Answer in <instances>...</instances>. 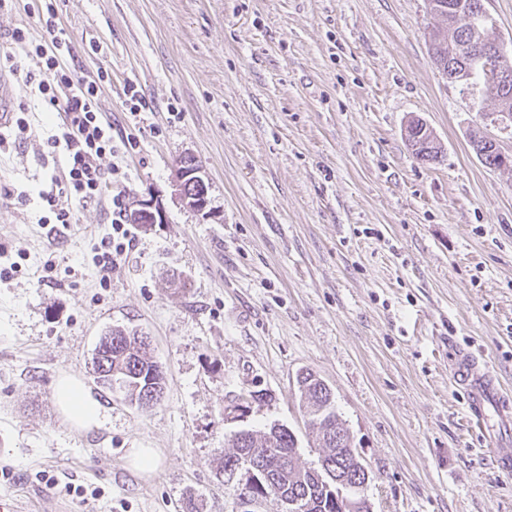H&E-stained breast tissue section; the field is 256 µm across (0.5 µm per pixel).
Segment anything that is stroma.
<instances>
[{"mask_svg":"<svg viewBox=\"0 0 512 512\" xmlns=\"http://www.w3.org/2000/svg\"><path fill=\"white\" fill-rule=\"evenodd\" d=\"M85 74L112 73L100 108L137 148L118 167L127 209L160 194L163 224L113 230L105 204L77 225L41 221L61 160L58 118L0 78L23 139L0 147V494L26 512H232L220 471L232 436H309L296 376L317 373L369 468L371 512H512V475L471 427L449 373V338L484 355L512 388V171L486 168L482 129L512 154L479 88L449 83L428 51L429 0H57ZM136 85L146 106L131 115ZM423 118L442 146L417 159L404 135ZM191 156L216 220L176 187ZM111 271L93 257L122 243ZM148 336L166 377L137 408L100 387L92 353L113 327ZM79 377L104 418L84 432L54 401ZM135 448L158 453L135 471ZM97 498L66 495V484Z\"/></svg>","mask_w":512,"mask_h":512,"instance_id":"1","label":"stroma"}]
</instances>
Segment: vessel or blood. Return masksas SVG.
Masks as SVG:
<instances>
[{"label": "vessel or blood", "mask_w": 512, "mask_h": 512, "mask_svg": "<svg viewBox=\"0 0 512 512\" xmlns=\"http://www.w3.org/2000/svg\"><path fill=\"white\" fill-rule=\"evenodd\" d=\"M453 379L465 395L470 419L476 428L486 429L491 416L506 418L502 385L480 354L466 347L459 348Z\"/></svg>", "instance_id": "1"}]
</instances>
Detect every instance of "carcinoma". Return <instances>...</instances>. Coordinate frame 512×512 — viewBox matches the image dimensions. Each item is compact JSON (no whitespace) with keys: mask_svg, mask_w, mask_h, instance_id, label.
Returning a JSON list of instances; mask_svg holds the SVG:
<instances>
[{"mask_svg":"<svg viewBox=\"0 0 512 512\" xmlns=\"http://www.w3.org/2000/svg\"><path fill=\"white\" fill-rule=\"evenodd\" d=\"M446 4L442 17L447 21L446 30L430 34L429 50L446 60L461 59L467 66L464 83L478 85L484 95L499 102L507 97L512 100V81L497 84L490 81L485 73V57L494 49L496 35L490 27L466 28L463 14L473 0H440ZM419 125L409 123L406 139L413 152L421 161L434 162L441 157V145L425 151ZM112 338L110 361L104 363L108 369H120L126 379L122 399L141 404L143 395L165 388V375L161 365L150 355L148 337L123 328H114L105 334ZM102 363H93L94 371ZM298 390L305 397L309 408L310 426L317 430V440L323 448L317 466L306 468L299 464L297 438L282 425H273L268 431L257 436L244 431L232 439L233 452L224 457V471H234L239 462L251 461L267 474V481L261 486L251 487L259 497L272 496L278 501L293 504L294 512H347L344 501L333 495L334 489L326 486L328 475L339 470L354 467L349 455L338 449V445L327 440L326 428L344 431L342 421L336 412L331 389L313 372L305 370L297 375Z\"/></svg>","mask_w":512,"mask_h":512,"instance_id":"cac0c4a2","label":"carcinoma"}]
</instances>
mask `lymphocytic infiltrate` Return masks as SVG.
I'll use <instances>...</instances> for the list:
<instances>
[{
    "instance_id": "1",
    "label": "lymphocytic infiltrate",
    "mask_w": 512,
    "mask_h": 512,
    "mask_svg": "<svg viewBox=\"0 0 512 512\" xmlns=\"http://www.w3.org/2000/svg\"><path fill=\"white\" fill-rule=\"evenodd\" d=\"M30 8L46 37L36 42L24 29H14L9 45L0 49V73L19 77L46 109L64 115L62 125L48 139L65 158L61 176L52 180L54 191L46 197L52 221L71 224L72 203H91L107 194L111 222L122 225V195L111 190L113 171L100 164L113 151L112 125L103 120L99 107V93L110 75L101 70L88 76L75 67L76 48L61 24L55 0H30ZM28 59L35 61V68L25 67Z\"/></svg>"
}]
</instances>
